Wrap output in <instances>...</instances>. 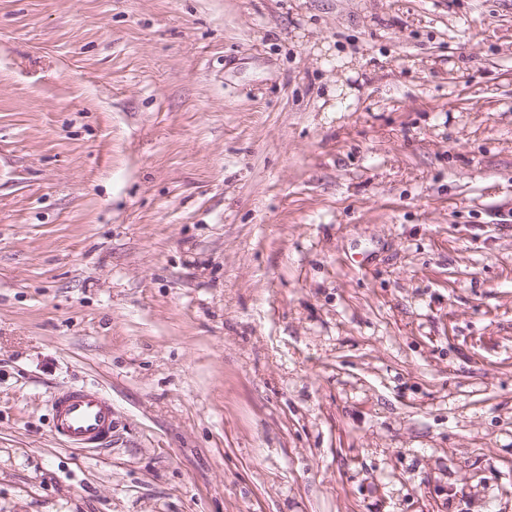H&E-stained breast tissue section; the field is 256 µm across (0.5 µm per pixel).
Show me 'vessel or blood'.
<instances>
[{
    "instance_id": "b4317fda",
    "label": "vessel or blood",
    "mask_w": 512,
    "mask_h": 512,
    "mask_svg": "<svg viewBox=\"0 0 512 512\" xmlns=\"http://www.w3.org/2000/svg\"><path fill=\"white\" fill-rule=\"evenodd\" d=\"M114 422L108 399L91 388L57 394L52 403V430L63 442L80 448H98L112 440Z\"/></svg>"
}]
</instances>
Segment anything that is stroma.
<instances>
[{
  "label": "stroma",
  "mask_w": 512,
  "mask_h": 512,
  "mask_svg": "<svg viewBox=\"0 0 512 512\" xmlns=\"http://www.w3.org/2000/svg\"><path fill=\"white\" fill-rule=\"evenodd\" d=\"M0 512H512V0H0ZM112 404L91 388L68 389L52 403V430L63 442L98 448L112 441Z\"/></svg>",
  "instance_id": "obj_1"
}]
</instances>
